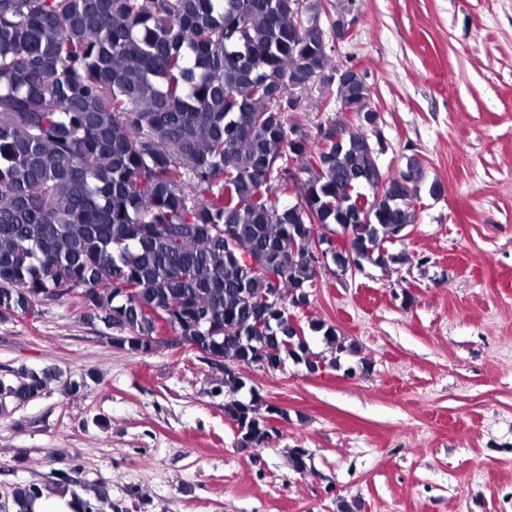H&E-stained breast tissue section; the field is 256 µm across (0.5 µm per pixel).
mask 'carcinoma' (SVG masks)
I'll return each mask as SVG.
<instances>
[{
	"mask_svg": "<svg viewBox=\"0 0 512 512\" xmlns=\"http://www.w3.org/2000/svg\"><path fill=\"white\" fill-rule=\"evenodd\" d=\"M296 2L0 0V317L69 296L130 352H151L167 328L248 367L262 356L310 375L358 355L332 324L290 326L320 277L311 241L342 224L349 247L333 266L406 264L386 243L415 223L421 171L407 164L358 214L376 166L364 135L314 141L290 116L302 106L288 109V90L336 70L329 39L297 28ZM335 98L373 111L360 79ZM223 384L238 443L267 445L286 412L259 415L234 370ZM46 385L25 371L0 393L27 403ZM41 495L17 484L0 512H32Z\"/></svg>",
	"mask_w": 512,
	"mask_h": 512,
	"instance_id": "1",
	"label": "carcinoma"
}]
</instances>
